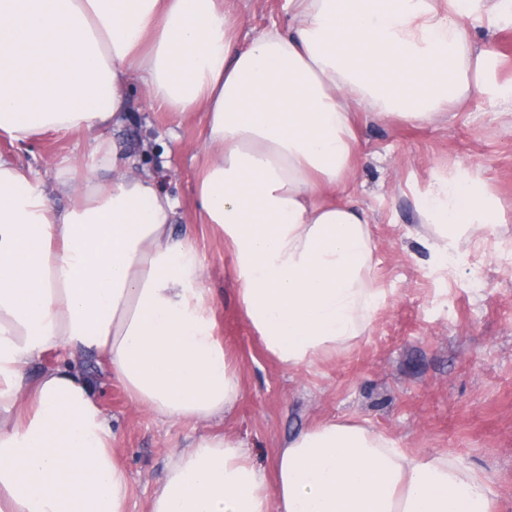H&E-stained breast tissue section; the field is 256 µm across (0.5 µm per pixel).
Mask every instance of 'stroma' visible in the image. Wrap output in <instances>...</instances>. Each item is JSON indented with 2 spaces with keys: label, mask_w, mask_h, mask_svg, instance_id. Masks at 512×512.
I'll return each mask as SVG.
<instances>
[{
  "label": "stroma",
  "mask_w": 512,
  "mask_h": 512,
  "mask_svg": "<svg viewBox=\"0 0 512 512\" xmlns=\"http://www.w3.org/2000/svg\"><path fill=\"white\" fill-rule=\"evenodd\" d=\"M285 7L286 0H242V32L253 35L282 20ZM170 128L177 139L167 136ZM112 135L179 197V223H193L199 118L151 111L136 86L129 117ZM90 140L83 131L45 133L21 146L1 134L0 153L17 156L48 185L56 165L81 161ZM362 142L356 191L376 222L387 296L367 334L335 359L294 372L266 359L239 310L223 245L207 235L200 239L224 342L241 355L246 394L232 427L266 465L283 438L310 423L357 419L404 448L448 452L486 478L497 512H512V115L492 119L488 105L476 100L422 129L371 124ZM458 163L481 166L502 212L484 242L462 244L456 264L446 269L429 262L416 235L410 191ZM81 367L96 379L112 415L130 473V512H140L167 454L195 429L135 408L94 361Z\"/></svg>",
  "instance_id": "1"
}]
</instances>
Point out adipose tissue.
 Returning <instances> with one entry per match:
<instances>
[{"instance_id": "adipose-tissue-1", "label": "adipose tissue", "mask_w": 512, "mask_h": 512, "mask_svg": "<svg viewBox=\"0 0 512 512\" xmlns=\"http://www.w3.org/2000/svg\"><path fill=\"white\" fill-rule=\"evenodd\" d=\"M236 0H0V134L92 133L44 185L0 153V512H128L129 471L95 359L129 402L202 430L166 457L143 512H496L474 470L360 421L325 420L258 464L230 423L244 396L195 233L224 245L239 309L288 371L365 335L386 290L354 190L360 128L422 127L476 98L512 105L489 35L512 0H287L249 36ZM141 81L153 109L202 113L196 222L104 129ZM431 262L502 207L479 166L414 192Z\"/></svg>"}]
</instances>
